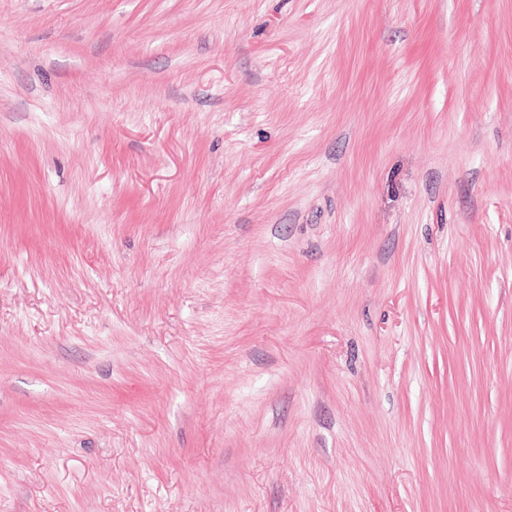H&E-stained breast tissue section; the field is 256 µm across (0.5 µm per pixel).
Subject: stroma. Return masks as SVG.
I'll return each mask as SVG.
<instances>
[{"instance_id": "35a3bbf8", "label": "stroma", "mask_w": 512, "mask_h": 512, "mask_svg": "<svg viewBox=\"0 0 512 512\" xmlns=\"http://www.w3.org/2000/svg\"><path fill=\"white\" fill-rule=\"evenodd\" d=\"M0 512H512V0H0Z\"/></svg>"}]
</instances>
